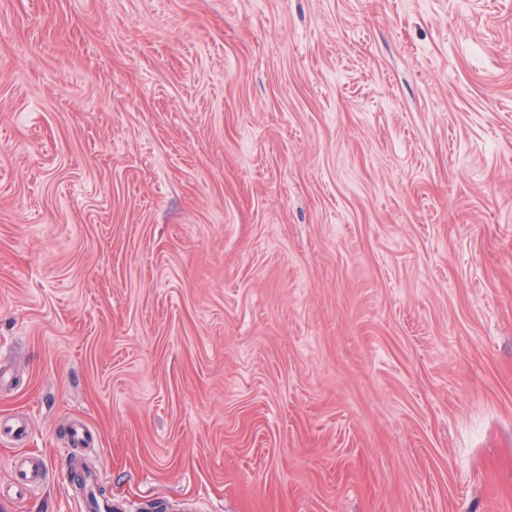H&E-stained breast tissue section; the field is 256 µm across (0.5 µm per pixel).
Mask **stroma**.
I'll return each mask as SVG.
<instances>
[{"instance_id": "35a3bbf8", "label": "stroma", "mask_w": 512, "mask_h": 512, "mask_svg": "<svg viewBox=\"0 0 512 512\" xmlns=\"http://www.w3.org/2000/svg\"><path fill=\"white\" fill-rule=\"evenodd\" d=\"M1 417L0 512H512V0H0ZM43 480V457L39 453L25 451L18 458L13 473V485L16 493L40 484Z\"/></svg>"}]
</instances>
